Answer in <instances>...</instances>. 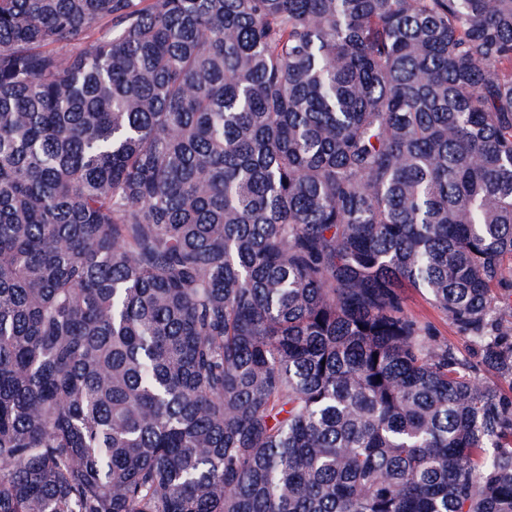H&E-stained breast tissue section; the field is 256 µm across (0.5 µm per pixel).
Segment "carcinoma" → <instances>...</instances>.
Instances as JSON below:
<instances>
[{
    "mask_svg": "<svg viewBox=\"0 0 512 512\" xmlns=\"http://www.w3.org/2000/svg\"><path fill=\"white\" fill-rule=\"evenodd\" d=\"M508 256L512 0H0V512H512ZM406 295L408 296L407 312L418 320L433 325L436 333L434 339L437 343H448V345L455 346L464 354L471 357L476 356V349L457 336L446 317L434 309L420 293L407 289Z\"/></svg>",
    "mask_w": 512,
    "mask_h": 512,
    "instance_id": "cac0c4a2",
    "label": "carcinoma"
}]
</instances>
